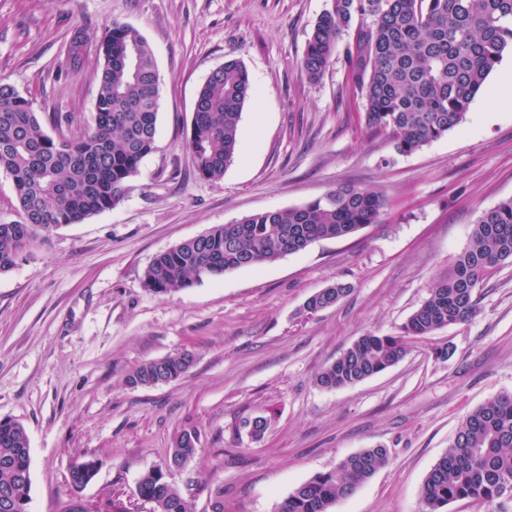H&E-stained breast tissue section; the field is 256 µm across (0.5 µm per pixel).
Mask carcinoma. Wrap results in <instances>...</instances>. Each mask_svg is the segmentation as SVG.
I'll use <instances>...</instances> for the list:
<instances>
[{
  "label": "carcinoma",
  "mask_w": 512,
  "mask_h": 512,
  "mask_svg": "<svg viewBox=\"0 0 512 512\" xmlns=\"http://www.w3.org/2000/svg\"><path fill=\"white\" fill-rule=\"evenodd\" d=\"M354 31L346 58L364 98L366 123L387 132L396 152L411 154L446 136L466 117L503 53L512 49V0H330L319 16L302 59V70L319 80L340 37ZM86 40L70 42L61 69L80 72ZM103 63L92 123L74 135L70 113L34 111L31 99L0 85V170L10 175L20 220L0 223V273L12 270L38 241L117 207L142 160L155 150L159 75L140 31L114 22L98 42ZM251 93L246 67L230 59L213 70L195 101L188 138L198 175L219 181L235 161L239 122ZM56 134L49 135L44 124ZM386 206L375 190L339 187L303 206L270 210L218 224L156 255L143 275L146 290L173 295L205 277L272 263L322 239L347 238L377 222ZM512 264V198L484 211L466 248L448 273L429 289L408 317L401 335L367 333L317 376L328 390L355 385L397 364L406 354L403 337L424 338L465 323L477 312L481 289ZM344 284L309 297L312 314L336 304ZM182 351L145 362L127 377L132 387L170 383L193 365ZM196 432L176 438L168 468L198 452ZM388 460L384 448L350 455L292 490L277 512H331ZM96 463L71 469L75 487L95 476ZM31 478L25 427L0 419V512H28ZM152 512H190L188 502L153 469L137 484ZM512 496V394L495 396L462 421L448 451L422 487L424 512L473 499L493 504Z\"/></svg>",
  "instance_id": "carcinoma-1"
}]
</instances>
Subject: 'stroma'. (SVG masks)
<instances>
[{
  "label": "stroma",
  "instance_id": "35a3bbf8",
  "mask_svg": "<svg viewBox=\"0 0 512 512\" xmlns=\"http://www.w3.org/2000/svg\"><path fill=\"white\" fill-rule=\"evenodd\" d=\"M328 0H0V84L38 112H95V42L118 21L141 31L160 75L156 148L114 209L53 231L0 274V418L30 440V512H151L139 478L165 467L179 432L199 451L172 482L191 512H275L299 484L367 448L388 461L332 512H422L425 477L474 408L512 393V265L484 286L468 321L410 342L383 373L335 390L317 375L359 336L397 334L466 247L479 215L512 198V109L495 87L505 51L462 125L402 155L369 128L340 50L320 80L301 69ZM90 42L80 73L61 72L76 29ZM252 92L239 155L201 178L187 146L194 103L225 60ZM341 186L381 192L377 223L278 261L147 291L158 254L216 224L298 207ZM344 283L308 314L313 293ZM178 380L131 387L144 362L180 351ZM268 426L252 436L246 422ZM94 460L82 488L70 469ZM349 291L345 284H336L324 288L309 297L305 303V310L312 314L336 304L342 296Z\"/></svg>",
  "mask_w": 512,
  "mask_h": 512
}]
</instances>
